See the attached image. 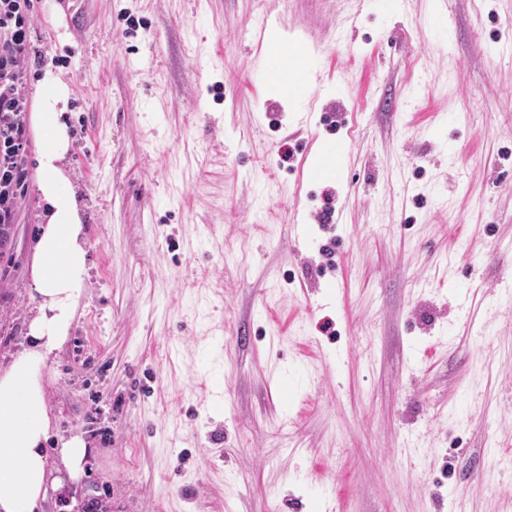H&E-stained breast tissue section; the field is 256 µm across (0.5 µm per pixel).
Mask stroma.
I'll list each match as a JSON object with an SVG mask.
<instances>
[{
	"label": "stroma",
	"instance_id": "35a3bbf8",
	"mask_svg": "<svg viewBox=\"0 0 512 512\" xmlns=\"http://www.w3.org/2000/svg\"><path fill=\"white\" fill-rule=\"evenodd\" d=\"M272 22L301 92L264 80ZM31 41L25 98L48 67L70 90L89 266L42 374L92 453L39 512H512V0H38Z\"/></svg>",
	"mask_w": 512,
	"mask_h": 512
}]
</instances>
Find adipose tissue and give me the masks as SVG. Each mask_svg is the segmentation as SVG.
Here are the masks:
<instances>
[{"mask_svg": "<svg viewBox=\"0 0 512 512\" xmlns=\"http://www.w3.org/2000/svg\"><path fill=\"white\" fill-rule=\"evenodd\" d=\"M263 56L272 73L285 71L297 83L306 81L302 58L279 33L265 39ZM69 98L61 78L45 70L36 89L33 121L43 139L35 191L47 213L32 261L36 313L28 325L30 342L0 371V451L11 460L10 466L0 467V512H36L49 485L63 486L65 477L50 469V454H57L67 477L74 478L90 453L79 436L60 440L56 451H48L51 419L41 377L48 357L68 337L87 278L83 213L62 167L71 146L62 120Z\"/></svg>", "mask_w": 512, "mask_h": 512, "instance_id": "obj_1", "label": "adipose tissue"}]
</instances>
